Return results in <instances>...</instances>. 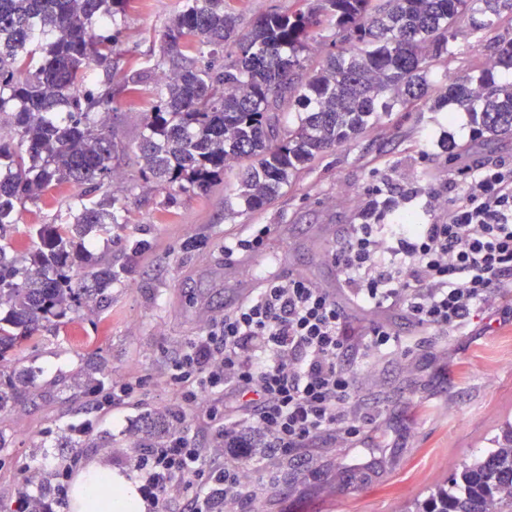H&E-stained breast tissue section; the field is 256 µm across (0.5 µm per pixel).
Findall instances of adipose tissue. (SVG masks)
I'll use <instances>...</instances> for the list:
<instances>
[{
	"label": "adipose tissue",
	"mask_w": 512,
	"mask_h": 512,
	"mask_svg": "<svg viewBox=\"0 0 512 512\" xmlns=\"http://www.w3.org/2000/svg\"><path fill=\"white\" fill-rule=\"evenodd\" d=\"M74 512H144L134 481L116 471L90 467L78 478L72 494Z\"/></svg>",
	"instance_id": "obj_1"
}]
</instances>
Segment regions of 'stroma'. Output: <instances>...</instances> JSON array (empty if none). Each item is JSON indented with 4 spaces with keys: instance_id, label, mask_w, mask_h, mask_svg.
Instances as JSON below:
<instances>
[{
    "instance_id": "stroma-1",
    "label": "stroma",
    "mask_w": 512,
    "mask_h": 512,
    "mask_svg": "<svg viewBox=\"0 0 512 512\" xmlns=\"http://www.w3.org/2000/svg\"><path fill=\"white\" fill-rule=\"evenodd\" d=\"M186 0H143L119 17L120 49L147 52L150 35L180 11ZM512 40V21L503 19L475 43L462 24L448 55L428 79L482 69L494 46ZM450 134L463 144L472 136L466 112L447 106L430 112L381 115L357 138L324 153L259 210L237 208L225 215V186L180 197L161 212L164 191L138 180H114L128 222L121 242L96 235L86 240L98 259L127 255L129 273L93 294L76 322L24 349L0 369H28L33 377L18 404L0 411V512H14L31 475L55 483L65 467L81 475L98 465L133 476L130 466L148 436L146 417H158L174 398L165 379L175 352L201 335L223 313L227 298L244 281L285 271L323 287L339 283L325 257L346 225L357 223L358 207L370 190L388 181L398 191L446 187L455 172L437 142ZM270 233L255 252L225 260V242L248 236L255 225ZM140 253H132L136 242ZM382 403L379 428L370 441L345 448H318L307 471L285 465L282 492L264 496L260 512H408L436 486L447 484L466 460L491 448L492 438L512 421V308L502 306L475 321L467 335L436 337L405 359L373 365ZM103 386L141 380V402L117 412L97 413L85 390L88 373ZM93 419L92 429L74 439L72 425Z\"/></svg>"
}]
</instances>
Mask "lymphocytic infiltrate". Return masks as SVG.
<instances>
[{"instance_id": "1", "label": "lymphocytic infiltrate", "mask_w": 512, "mask_h": 512, "mask_svg": "<svg viewBox=\"0 0 512 512\" xmlns=\"http://www.w3.org/2000/svg\"><path fill=\"white\" fill-rule=\"evenodd\" d=\"M451 205L437 189L394 194L374 186L359 223L327 258L339 292L301 276L263 278L172 358L162 444L133 468L151 512H247L277 493L281 463L308 468L313 448H340L380 417L363 382L370 366L421 349L413 330L460 336L512 297V164L469 161ZM424 198L428 224H390L401 204ZM398 311L349 336L351 309ZM200 410L225 450L201 448L187 413ZM264 454L252 458V449Z\"/></svg>"}]
</instances>
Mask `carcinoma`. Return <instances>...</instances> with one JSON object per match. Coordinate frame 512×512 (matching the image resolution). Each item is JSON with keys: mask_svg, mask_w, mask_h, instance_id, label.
I'll list each match as a JSON object with an SVG mask.
<instances>
[{"mask_svg": "<svg viewBox=\"0 0 512 512\" xmlns=\"http://www.w3.org/2000/svg\"><path fill=\"white\" fill-rule=\"evenodd\" d=\"M134 0H0V116L15 133L0 138V361L42 342L84 297L112 286L117 272L86 254L85 239L112 235L126 208L106 191L121 163L136 178L177 196L206 193L243 165L224 211L273 202L301 169L355 140L380 115L421 100L468 113L473 136L512 135V41L478 74L430 85L465 18L512 15V0H294L239 33L233 0H187L165 26L152 63L119 49L116 18ZM335 31L337 51L316 68L308 53L318 31ZM153 102L131 152L104 115L123 98ZM300 108L287 123V103ZM441 148L462 166L470 148ZM66 210L15 238L17 206ZM423 512H512V423L498 447L463 463L451 487Z\"/></svg>", "mask_w": 512, "mask_h": 512, "instance_id": "cac0c4a2", "label": "carcinoma"}]
</instances>
